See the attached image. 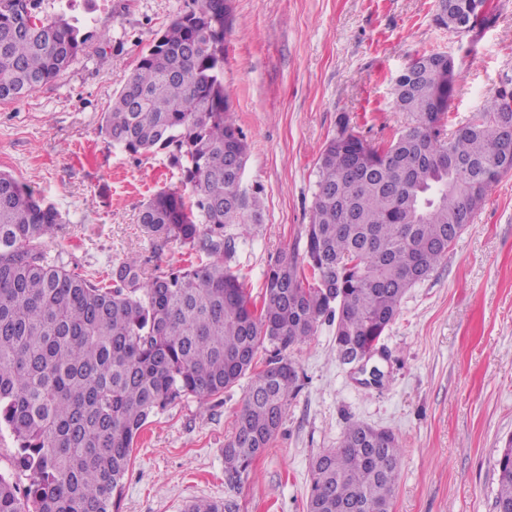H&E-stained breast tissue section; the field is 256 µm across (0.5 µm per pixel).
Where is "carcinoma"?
<instances>
[{"label":"carcinoma","instance_id":"obj_1","mask_svg":"<svg viewBox=\"0 0 512 512\" xmlns=\"http://www.w3.org/2000/svg\"><path fill=\"white\" fill-rule=\"evenodd\" d=\"M439 26L458 35L493 21L488 0H449ZM38 0H0V103L59 77L87 35ZM231 0H184L142 51L105 113L101 133L132 155L166 150L189 194L162 190L138 223L158 246L179 242L183 267L147 272L130 255L112 286L44 249L57 208L0 171V432L13 440L0 473V512H118L135 440L187 396L209 400L249 377L224 448V482L238 485L270 447L296 390L291 347L335 324L346 365L377 347L407 291L446 257L474 212L511 169L497 121L500 90L447 134L456 73L413 60L395 82L411 126L369 142L345 119L323 146L303 257L281 251L261 306L239 267L232 225L261 217L234 160L248 147L224 87ZM270 346L263 369L259 350ZM495 512H512V439L497 459ZM400 444L389 429L352 423L339 445L313 458L307 512H391ZM198 499L185 512H233Z\"/></svg>","mask_w":512,"mask_h":512}]
</instances>
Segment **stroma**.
<instances>
[{
  "instance_id": "obj_1",
  "label": "stroma",
  "mask_w": 512,
  "mask_h": 512,
  "mask_svg": "<svg viewBox=\"0 0 512 512\" xmlns=\"http://www.w3.org/2000/svg\"><path fill=\"white\" fill-rule=\"evenodd\" d=\"M497 20L453 35L436 0H232L224 84L248 144L242 175L260 198L241 225L238 259L261 297L283 249L303 250L320 152L346 116L372 142L405 129L397 76L431 52L452 56L450 120H465L512 77V0H489ZM184 0H40L41 15L76 19L89 39L58 78L0 104V170L53 204L62 224L45 248L80 274L112 281L130 254L178 267L184 248L140 233L142 203L183 190L167 152L130 155L99 133L142 50ZM332 323L290 350L297 389L267 452L241 484L224 483V445L247 390L185 398L153 418L135 444L119 512H184L199 498H231L234 512H305L312 459L348 424L391 429L402 446L392 512H493L495 462L512 438V174L503 177L448 255L405 295L371 360L383 374L336 361Z\"/></svg>"
}]
</instances>
